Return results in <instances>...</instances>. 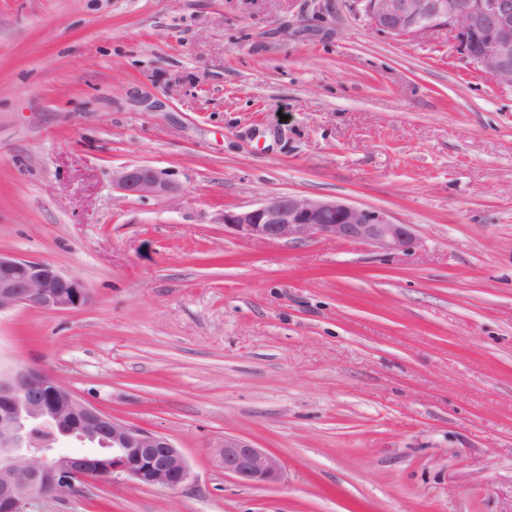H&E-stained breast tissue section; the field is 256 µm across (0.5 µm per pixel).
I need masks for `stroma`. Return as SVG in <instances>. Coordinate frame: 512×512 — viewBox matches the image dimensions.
<instances>
[{"instance_id": "35a3bbf8", "label": "stroma", "mask_w": 512, "mask_h": 512, "mask_svg": "<svg viewBox=\"0 0 512 512\" xmlns=\"http://www.w3.org/2000/svg\"><path fill=\"white\" fill-rule=\"evenodd\" d=\"M134 164L176 195L122 197ZM288 193L385 210L416 244L225 228ZM0 251L90 291L0 314V360L191 468L24 512H512V85L447 30L381 34L350 0H0ZM227 435L283 480L226 476Z\"/></svg>"}]
</instances>
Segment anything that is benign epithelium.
<instances>
[{"mask_svg": "<svg viewBox=\"0 0 512 512\" xmlns=\"http://www.w3.org/2000/svg\"><path fill=\"white\" fill-rule=\"evenodd\" d=\"M368 25L399 38L437 28L453 34L458 54L475 70L512 84V0H352ZM122 196L168 200L176 185L147 165L125 168L115 179ZM224 227L244 238L299 243L332 238L365 244L381 254L411 249L410 224L381 209L294 194L269 197L253 207L224 210ZM89 289L50 263L0 252V313L28 307L55 314L84 306ZM91 448L60 455V443ZM214 456L244 485L265 487L282 479L279 459L263 448L224 437ZM116 474L144 488L177 490L191 478L172 439L121 421L76 395L51 374L20 363L0 364V512H23L27 501L75 482Z\"/></svg>", "mask_w": 512, "mask_h": 512, "instance_id": "1", "label": "benign epithelium"}]
</instances>
